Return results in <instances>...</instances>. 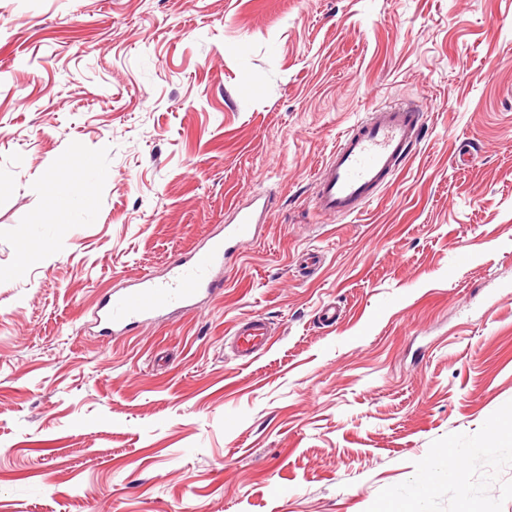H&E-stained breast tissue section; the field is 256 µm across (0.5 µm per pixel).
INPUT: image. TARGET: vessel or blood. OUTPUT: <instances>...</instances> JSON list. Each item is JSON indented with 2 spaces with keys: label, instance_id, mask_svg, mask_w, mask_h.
Masks as SVG:
<instances>
[{
  "label": "vessel or blood",
  "instance_id": "b4317fda",
  "mask_svg": "<svg viewBox=\"0 0 512 512\" xmlns=\"http://www.w3.org/2000/svg\"><path fill=\"white\" fill-rule=\"evenodd\" d=\"M423 114L416 104L401 102L367 113L342 133L315 182L317 208L332 216L358 212L401 168L420 139ZM269 213L268 199L255 194L248 206L235 208L218 232L174 260L164 278L146 274L132 287L113 291L95 313L104 333L117 334L133 325L157 320L173 311L194 310L217 290L228 260L239 245L256 238ZM272 331L265 319L238 323L232 345L243 363L265 353Z\"/></svg>",
  "mask_w": 512,
  "mask_h": 512
}]
</instances>
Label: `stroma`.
<instances>
[{"instance_id":"stroma-1","label":"stroma","mask_w":512,"mask_h":512,"mask_svg":"<svg viewBox=\"0 0 512 512\" xmlns=\"http://www.w3.org/2000/svg\"><path fill=\"white\" fill-rule=\"evenodd\" d=\"M412 100L407 165L319 214ZM253 190L221 294L100 335ZM511 412L512 0H0V512H512V453H463ZM342 133L315 182L317 208L349 216L370 202L420 139L423 114L413 102L367 112ZM271 336L269 324L260 317L247 319L235 325L232 345L237 359L243 364L257 360L268 350Z\"/></svg>"}]
</instances>
